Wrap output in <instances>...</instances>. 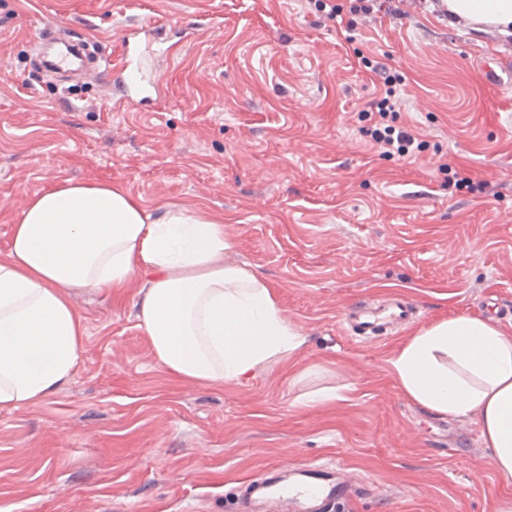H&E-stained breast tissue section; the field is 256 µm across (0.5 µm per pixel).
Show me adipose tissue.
I'll list each match as a JSON object with an SVG mask.
<instances>
[{
	"mask_svg": "<svg viewBox=\"0 0 512 512\" xmlns=\"http://www.w3.org/2000/svg\"><path fill=\"white\" fill-rule=\"evenodd\" d=\"M449 18L512 35V0H441ZM222 216L178 205L153 215L121 185L69 182L27 201L0 257V411L68 385L85 326L74 295L140 283L138 325L175 378L212 388L291 362L306 338L268 283L225 261ZM401 391L436 414L474 419L496 471L512 477V332L477 316L416 331L390 362Z\"/></svg>",
	"mask_w": 512,
	"mask_h": 512,
	"instance_id": "ef3b65f1",
	"label": "adipose tissue"
}]
</instances>
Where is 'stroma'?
<instances>
[{"label":"stroma","mask_w":512,"mask_h":512,"mask_svg":"<svg viewBox=\"0 0 512 512\" xmlns=\"http://www.w3.org/2000/svg\"><path fill=\"white\" fill-rule=\"evenodd\" d=\"M167 52L149 103L113 109L102 83L60 91L31 62L45 27L119 65L130 19ZM346 26L309 0H0V256L27 198L69 181L123 185L156 214L224 217L225 261L273 288L307 345L296 364L202 388L173 379L137 325L135 289L80 294L72 381L0 412V512H224L235 482L275 466L347 467L373 488L354 512H501L512 479L474 420L409 400L390 372L404 334L363 340L345 318L387 291L417 327L495 319L512 301V40L392 0ZM403 72L418 158L380 153L358 115ZM452 159L498 196L449 194ZM335 387L338 401L309 405Z\"/></svg>","instance_id":"stroma-1"}]
</instances>
